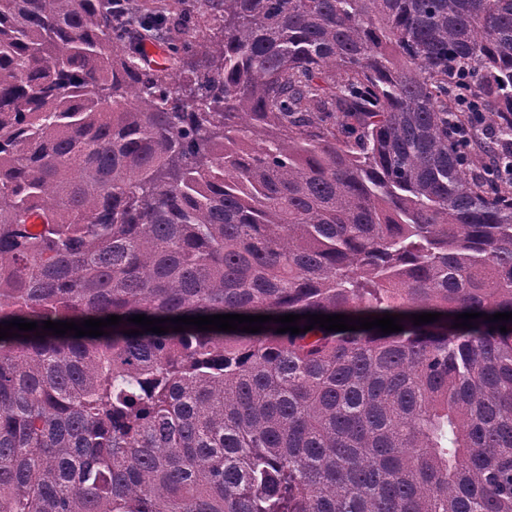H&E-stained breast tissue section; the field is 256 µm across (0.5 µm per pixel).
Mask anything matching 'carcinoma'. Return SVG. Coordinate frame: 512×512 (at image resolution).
I'll return each instance as SVG.
<instances>
[{
	"label": "carcinoma",
	"instance_id": "carcinoma-1",
	"mask_svg": "<svg viewBox=\"0 0 512 512\" xmlns=\"http://www.w3.org/2000/svg\"><path fill=\"white\" fill-rule=\"evenodd\" d=\"M109 2L0 0V323L123 317L0 339V512H512V0H221L179 82ZM307 313L441 318L127 322Z\"/></svg>",
	"mask_w": 512,
	"mask_h": 512
}]
</instances>
